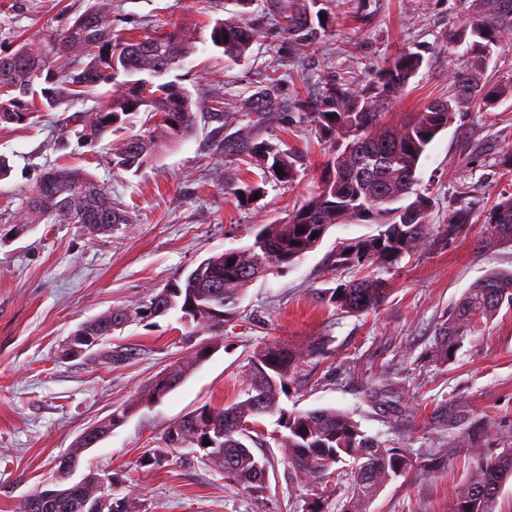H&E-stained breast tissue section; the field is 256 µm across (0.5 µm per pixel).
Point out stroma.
Listing matches in <instances>:
<instances>
[{
	"label": "stroma",
	"instance_id": "obj_1",
	"mask_svg": "<svg viewBox=\"0 0 512 512\" xmlns=\"http://www.w3.org/2000/svg\"><path fill=\"white\" fill-rule=\"evenodd\" d=\"M293 0H112L113 30L183 29L208 36L216 21L236 18L257 29L243 58L231 59L199 45L171 73L192 94L197 122L178 144L161 151L140 173L112 165V150L138 133L141 119L113 127L102 138L79 139L66 117L106 103L102 84L84 98L25 124L0 127V155L11 170L0 178V211L17 209L35 182L58 166L86 168L107 188L127 221L89 234L77 224H33L0 219V512H15L25 496L53 488L56 461L82 433L119 408L124 422L81 453L72 481L88 472L111 480L112 497L135 495L145 512H306L310 491L292 480L281 449L267 457L262 506L225 481L197 456L170 457L155 467L140 456L164 445L167 427L201 407L241 400L249 359L278 341L304 351L322 341L320 356L301 364L281 405L291 412L335 408L351 413L368 435L394 443L423 462V470L390 481L368 512H450L457 487L477 456L512 446V309L464 338L448 363L431 362L435 331L464 292L492 271L512 270V243L488 240L485 217L512 178L500 160L512 150V95L492 107L457 114L428 147L418 171L427 219L447 223L469 203L472 219L455 238L429 246L398 266L332 268L341 245L376 234V224L331 227L319 245L294 265L253 283L210 355L160 402L139 395L171 363L183 360L200 339L177 313L137 320L115 332L99 351L72 357L65 349L79 326L108 309L142 300L187 275L208 257L252 243L263 224H283L321 186L335 152L300 107L317 96L325 75L345 78L352 90L372 86L383 62L403 50L423 65L393 99L388 116L400 119L425 102L447 97L449 75L466 65L467 46L448 40L468 25L473 0H305L324 11L327 24L311 45L291 42L278 21ZM86 8V0H0V46L52 42ZM360 10L367 22L355 21ZM276 80L278 111L241 115L243 103ZM239 113L227 123L224 113ZM251 125L255 141L286 142L295 152L292 183L267 182L259 197L244 195L254 183L248 152L237 138ZM374 275L390 291L376 310L348 315L317 303L316 289ZM117 359L107 360L106 351ZM386 385L399 397L397 422L367 401ZM453 404L448 424L437 407ZM473 436L471 447L456 442Z\"/></svg>",
	"mask_w": 512,
	"mask_h": 512
}]
</instances>
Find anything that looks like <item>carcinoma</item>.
Instances as JSON below:
<instances>
[{"mask_svg": "<svg viewBox=\"0 0 512 512\" xmlns=\"http://www.w3.org/2000/svg\"><path fill=\"white\" fill-rule=\"evenodd\" d=\"M478 18L453 34L470 43L467 65L450 74L448 97L436 98L393 125L383 121L395 94L421 68L417 52L404 51L385 62L380 86L372 95L357 94L343 82L326 77L319 96L304 105L306 115L324 137L338 141V151L326 166L319 191L288 217L285 224H266L245 247L226 250L202 261L185 278L174 280L171 293L153 292L132 305L109 309L83 324L89 336H99L113 325L187 309L197 332L220 336L224 324L237 312L239 300L259 277L295 264L312 251L336 224L370 221L378 233L347 243L336 252L338 266L361 268L373 264L389 268L424 251L429 243L456 232L468 223L465 208L454 210L443 230L429 224L424 200H410L418 185V169L427 147L448 127V114L468 112L491 104L500 91L486 89L484 65L491 47L509 48L512 0H475ZM280 30L296 42L310 43L317 28L303 5L292 7L279 21ZM257 36L248 24L217 21L209 33L211 45L230 59L245 56ZM201 39L186 31L116 37L112 33V0H88L87 7L58 40L35 47L21 42L0 49V125L22 124L32 114L52 110L79 99L100 83L112 81V97L92 112L71 116L78 137H102L122 117L151 112L159 119L114 149L116 168L134 174L161 150L169 148L193 129L196 112L190 91L166 79L197 48ZM280 107L275 85L269 84L245 103V112H274ZM249 145L262 181L289 183L295 176L292 152L280 145L256 142L252 126L239 130ZM282 173H276L275 167ZM7 216L21 227L29 224H79L91 233L124 224L126 215L112 206V195L96 177L81 167L60 166L44 173L22 205ZM488 238L512 242V195H503L489 209L484 222ZM386 280L371 275L335 288L317 289L313 299L337 310L359 315L378 308L387 297ZM512 308V271L490 272L463 294L456 308L438 327L433 361L446 363L460 341L495 317L502 307ZM207 344L169 368L166 380L152 381L140 401L152 403L160 391L181 384L211 351ZM319 344L306 351L289 350L271 342L251 355L245 398L222 409L202 407L178 421L176 438H164L165 449H150L141 464H161L165 455L183 448L213 447L201 459L224 478L259 500L267 489L266 463L250 445H264L267 434L261 419L276 417L280 436H270L284 449L292 478L313 487L307 512H328V501L344 490L341 512H367V506L393 479L421 468L404 449L388 447L368 435L347 412L322 408L289 413L279 405L287 393L289 376L299 363L316 355ZM512 476V450L482 458L457 488L451 512H492L503 479ZM82 488L45 501L40 490L18 503L16 512H82Z\"/></svg>", "mask_w": 512, "mask_h": 512, "instance_id": "obj_1", "label": "carcinoma"}]
</instances>
